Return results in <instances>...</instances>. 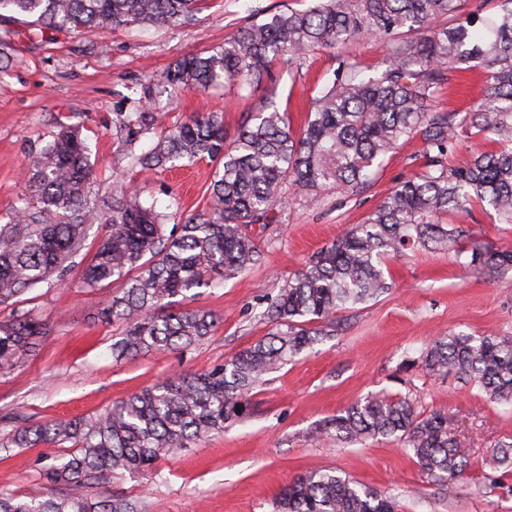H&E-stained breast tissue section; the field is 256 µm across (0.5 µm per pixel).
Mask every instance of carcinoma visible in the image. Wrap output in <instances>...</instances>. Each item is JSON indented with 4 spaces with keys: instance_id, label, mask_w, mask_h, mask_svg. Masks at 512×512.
<instances>
[{
    "instance_id": "obj_1",
    "label": "carcinoma",
    "mask_w": 512,
    "mask_h": 512,
    "mask_svg": "<svg viewBox=\"0 0 512 512\" xmlns=\"http://www.w3.org/2000/svg\"><path fill=\"white\" fill-rule=\"evenodd\" d=\"M498 12L461 17L462 0H314L255 23L207 57H184L166 74L173 93L208 90L219 81L242 87L263 83L270 62L293 63L319 48H336L369 33L393 41L385 68L364 76L351 58L339 62L306 126L295 135L288 114L269 105L232 140L217 113L197 114L164 129L134 167L152 172L181 162L215 164L214 202L182 224L141 198L122 179L110 200L91 193L88 147L78 128L62 126L32 154L28 196L0 224V372L13 369L51 333L50 325L16 305L41 284L66 281L68 260L85 248L89 229L104 226L83 287L94 292L121 282L101 310L125 323L112 342L117 359L149 350H178L208 338L213 313L179 309L178 298L231 278L262 262L252 225L283 203L282 190L356 193L402 142L420 138L426 169L400 183L361 223L347 226L285 280L264 312L266 336L211 370L164 381L79 420H54L15 429L1 448L63 447L72 452L47 467L43 485L66 486L54 495L0 493V512H142L141 503L92 498L85 488L118 473L147 474L164 455L224 431L241 419L262 377L336 335L338 312L367 303L389 288L386 261L407 248L453 252L466 268L502 275L512 269L511 244H482L470 228L445 216L473 202L512 224V0ZM203 0H0V55L12 39L31 44L47 32L80 27L187 25ZM461 64L488 69L484 100L466 112L430 108L443 71ZM492 139L498 148L464 166L444 160L459 131ZM471 243L469 255L459 242ZM424 369L475 383L492 403L512 405V336L450 333L420 353ZM344 443L397 440L425 475L452 483L469 467V453L438 412L419 414L403 397L358 401L319 431ZM493 471L512 472V443L487 459ZM274 512H398L396 497L333 470L298 476L274 500Z\"/></svg>"
}]
</instances>
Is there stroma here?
<instances>
[{"label": "stroma", "instance_id": "1", "mask_svg": "<svg viewBox=\"0 0 512 512\" xmlns=\"http://www.w3.org/2000/svg\"><path fill=\"white\" fill-rule=\"evenodd\" d=\"M311 0H207L186 26L128 29L82 28L30 44L20 41L0 75V224L8 223L19 197L27 194L25 170L32 150L51 140L62 125L82 130L96 172L94 190L110 193L122 176L141 197L153 200L170 223L208 208L214 165L205 160L151 175L132 167V155L148 150L157 130L122 141L119 119L145 110L172 126L195 113L224 117L234 134L268 103L286 110L300 130L312 100L332 78L339 59L359 61L365 74L382 68L387 40L363 37L321 48L305 60L274 62L254 89L216 86L185 91L171 99L161 77L186 56H206L238 29L273 14L304 9ZM487 91L486 71L451 68L432 104L466 110ZM425 145L414 139L390 153L373 181L357 194L331 190L317 196L286 192L265 227L253 234L262 264L187 300L212 311L213 335L182 351H150L115 360L112 341L119 324L94 316V307L114 292H86L82 271L96 244L74 259L68 285L40 286L23 309L49 323L51 335L9 373L0 374V439L18 426L96 414L144 388L179 375L210 370L262 339L269 330L260 316L283 280L346 226L363 221L400 182L421 172ZM476 239L512 242V224L499 223L479 206L461 214ZM390 289L376 300L339 313L336 336L291 364L264 376L249 396L246 416L191 447L161 457L152 473L127 472L91 484L92 497L123 496L147 512H272L271 502L298 475L334 469L373 489L395 493L402 512H512V473L484 467L498 441L512 439V408L486 401L474 384L426 372L420 350L451 333L512 336V271L491 276L462 268L451 253L408 249L393 258ZM400 395L417 411L448 417L471 466L455 484L440 487L425 478L415 458L397 442L381 439L350 445L316 431L357 400ZM65 448L0 449V491L24 495L40 490L44 465L64 459Z\"/></svg>", "mask_w": 512, "mask_h": 512}]
</instances>
